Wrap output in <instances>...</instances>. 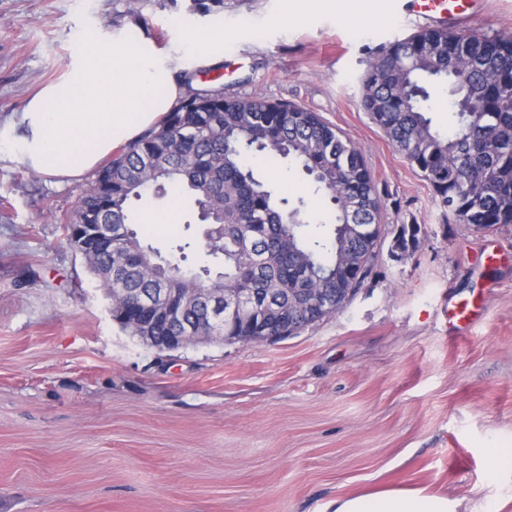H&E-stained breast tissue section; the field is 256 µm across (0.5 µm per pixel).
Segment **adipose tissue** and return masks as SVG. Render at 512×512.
Segmentation results:
<instances>
[{
	"instance_id": "adipose-tissue-1",
	"label": "adipose tissue",
	"mask_w": 512,
	"mask_h": 512,
	"mask_svg": "<svg viewBox=\"0 0 512 512\" xmlns=\"http://www.w3.org/2000/svg\"><path fill=\"white\" fill-rule=\"evenodd\" d=\"M224 38L218 19L183 23L177 53L163 51L144 34H88L64 77L43 86L0 130V157H17L33 171L62 180L94 171L178 104L186 66L222 62ZM333 506L334 512H454L447 497L404 490L340 497Z\"/></svg>"
}]
</instances>
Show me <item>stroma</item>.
<instances>
[{"instance_id":"stroma-1","label":"stroma","mask_w":512,"mask_h":512,"mask_svg":"<svg viewBox=\"0 0 512 512\" xmlns=\"http://www.w3.org/2000/svg\"><path fill=\"white\" fill-rule=\"evenodd\" d=\"M390 0H0V123L59 80L85 32L129 26L165 49L179 22L223 16V65L194 88L319 114L361 149L387 233L373 275L336 313L277 341L218 338L161 352L119 328L62 220L92 182L0 159V512H332L387 489L448 497L455 512H512V481L483 450L512 448V224L445 215L431 186L361 105L370 60L418 31ZM463 30L512 33V0H484ZM288 198L294 163L253 162ZM398 224L426 228L390 256ZM190 199L144 243L213 265ZM195 240L187 255L177 247ZM480 318L448 339V302Z\"/></svg>"}]
</instances>
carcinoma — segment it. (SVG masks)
Here are the masks:
<instances>
[{
  "instance_id": "obj_1",
  "label": "carcinoma",
  "mask_w": 512,
  "mask_h": 512,
  "mask_svg": "<svg viewBox=\"0 0 512 512\" xmlns=\"http://www.w3.org/2000/svg\"><path fill=\"white\" fill-rule=\"evenodd\" d=\"M493 77L512 83V36L486 42L475 32L424 29L391 43L371 60L363 103L396 150L431 185L440 206L457 221L486 231L512 224V101L503 99ZM430 84H448L451 128L441 133L427 117ZM254 152L287 158L311 177L331 207L325 236L309 237L308 202L277 195L246 158ZM156 186L192 197L207 231L208 252L223 258L212 271L186 274L224 277L234 288H257L281 307L295 288H348L356 292L372 274L382 239V204L361 150L316 113L262 97L226 98L218 91L188 93L157 128L120 147L95 173L80 206L64 221V238L85 245L87 270L103 288L139 295L163 283L140 263L150 250L137 232L122 237L127 253L118 279L115 251L89 237L112 218L129 228L131 199ZM420 224L395 229L390 256L413 253ZM320 314L299 310L287 323L305 327Z\"/></svg>"
}]
</instances>
